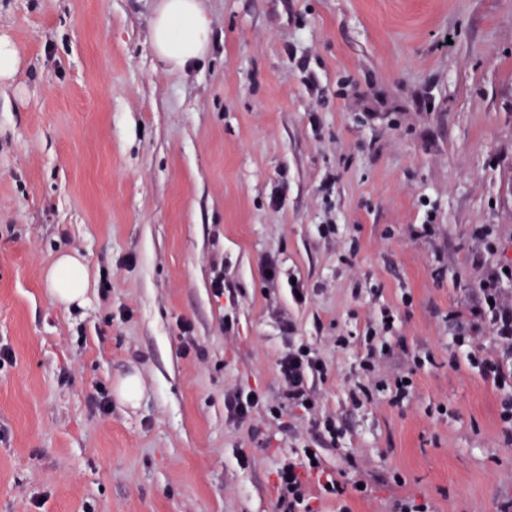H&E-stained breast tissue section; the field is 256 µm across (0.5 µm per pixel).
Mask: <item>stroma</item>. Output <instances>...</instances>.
<instances>
[{
    "instance_id": "obj_1",
    "label": "stroma",
    "mask_w": 512,
    "mask_h": 512,
    "mask_svg": "<svg viewBox=\"0 0 512 512\" xmlns=\"http://www.w3.org/2000/svg\"><path fill=\"white\" fill-rule=\"evenodd\" d=\"M156 7L0 0L21 56L0 91V512H274L314 440L268 411L291 339L344 426L328 472L374 484L350 512H512L500 392L453 342L490 335L476 289L512 264V0H205L212 46L184 73L151 48ZM63 250L84 306L44 286ZM385 309L374 378L410 369L413 391L356 406ZM242 387L265 406L236 423ZM394 316L390 310H384L381 315L380 325L377 328H370L362 336L360 343L365 348V354L359 362L361 373L370 377L374 373L379 360L391 352V344L388 340L389 334L393 332Z\"/></svg>"
}]
</instances>
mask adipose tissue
Instances as JSON below:
<instances>
[{"instance_id":"adipose-tissue-1","label":"adipose tissue","mask_w":512,"mask_h":512,"mask_svg":"<svg viewBox=\"0 0 512 512\" xmlns=\"http://www.w3.org/2000/svg\"><path fill=\"white\" fill-rule=\"evenodd\" d=\"M213 30L201 0H159L150 44L168 69L185 71L207 55ZM44 283L64 306H81L89 288L88 270L77 252H61L46 269Z\"/></svg>"}]
</instances>
